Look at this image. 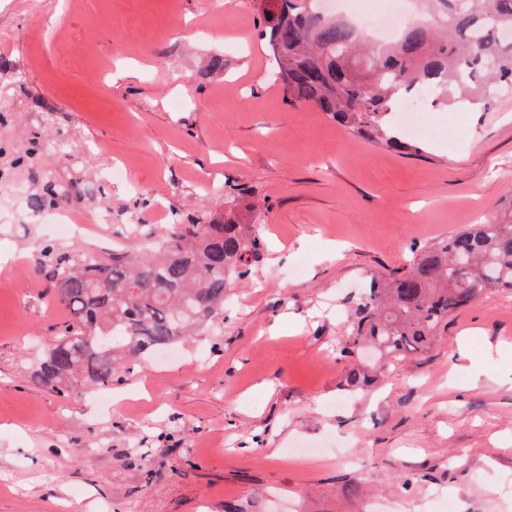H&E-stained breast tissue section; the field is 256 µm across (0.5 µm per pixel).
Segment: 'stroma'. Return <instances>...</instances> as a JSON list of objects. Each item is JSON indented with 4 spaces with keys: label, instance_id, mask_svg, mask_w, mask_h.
I'll list each match as a JSON object with an SVG mask.
<instances>
[{
    "label": "stroma",
    "instance_id": "35a3bbf8",
    "mask_svg": "<svg viewBox=\"0 0 512 512\" xmlns=\"http://www.w3.org/2000/svg\"><path fill=\"white\" fill-rule=\"evenodd\" d=\"M258 0H80L34 12L0 0V139L65 141L44 180L112 222L79 240L0 216V512H512V290L453 313L428 351L350 390L338 358L373 277L407 267L512 190V92L439 108L407 155L286 105ZM126 177L108 181L112 166ZM255 224L264 261L223 324L100 390L32 377L64 329L43 257L169 213Z\"/></svg>",
    "mask_w": 512,
    "mask_h": 512
}]
</instances>
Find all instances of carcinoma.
Listing matches in <instances>:
<instances>
[{"label": "carcinoma", "mask_w": 512, "mask_h": 512, "mask_svg": "<svg viewBox=\"0 0 512 512\" xmlns=\"http://www.w3.org/2000/svg\"><path fill=\"white\" fill-rule=\"evenodd\" d=\"M275 79L288 102H306L354 137L393 149L419 147L386 133L396 101L428 88L436 102L479 104L512 88V0H417L423 19L394 43H379L314 0H260ZM36 140L7 166L37 177ZM92 188L46 185L33 208ZM148 250L87 251L79 259L44 251L69 317L63 336L37 360L33 378L79 393L144 368L145 361L224 322V298L263 260L250 225L202 218L166 233H143ZM491 287L512 289V201L494 224H472L429 247L396 275L376 278L357 305L341 357L371 348L391 363L439 339L448 316Z\"/></svg>", "instance_id": "obj_1"}]
</instances>
